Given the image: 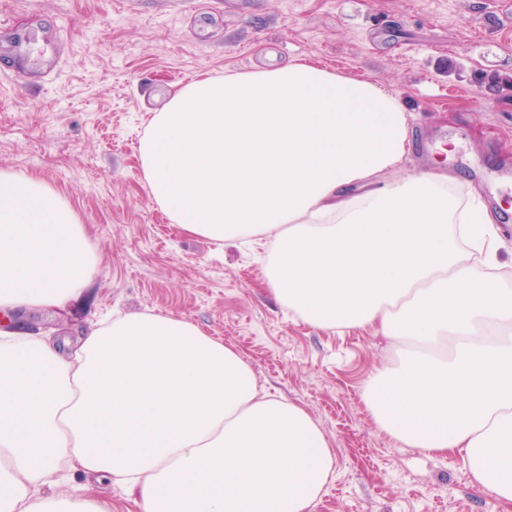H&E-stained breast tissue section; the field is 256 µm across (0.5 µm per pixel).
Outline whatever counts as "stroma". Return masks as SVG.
Here are the masks:
<instances>
[{"instance_id":"obj_1","label":"stroma","mask_w":512,"mask_h":512,"mask_svg":"<svg viewBox=\"0 0 512 512\" xmlns=\"http://www.w3.org/2000/svg\"><path fill=\"white\" fill-rule=\"evenodd\" d=\"M493 0H0V168L68 198L98 255L82 297L27 319L70 334L116 312L186 319L260 386L301 403L337 454L314 512H506L463 454L396 444L361 387L393 362L374 329L294 317L264 286L262 246L169 224L137 160L171 92L207 74L308 57L398 93L414 149L400 170H453L496 211L512 277V26Z\"/></svg>"}]
</instances>
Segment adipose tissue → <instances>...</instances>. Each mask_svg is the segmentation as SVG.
Instances as JSON below:
<instances>
[{
    "mask_svg": "<svg viewBox=\"0 0 512 512\" xmlns=\"http://www.w3.org/2000/svg\"><path fill=\"white\" fill-rule=\"evenodd\" d=\"M395 92L312 61L204 76L152 113L140 168L169 221L261 240L265 284L301 320L373 325L394 363L362 400L396 443L465 454L512 505V288L482 196L451 172L395 179L411 151ZM98 257L70 201L0 169V314L78 297ZM332 443L300 404L193 323L150 312L90 325L65 354L0 324V512H112L62 492L72 473L140 512H314Z\"/></svg>",
    "mask_w": 512,
    "mask_h": 512,
    "instance_id": "adipose-tissue-1",
    "label": "adipose tissue"
}]
</instances>
